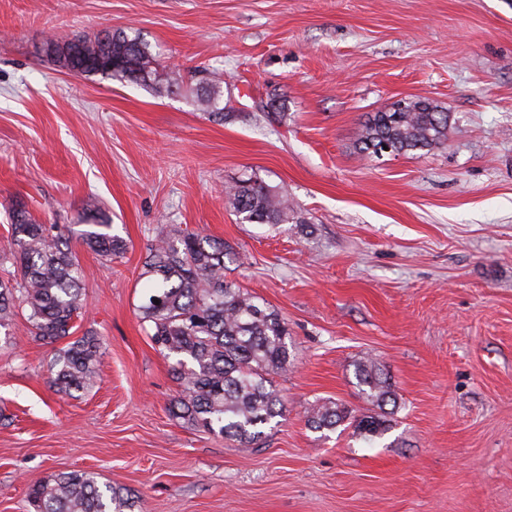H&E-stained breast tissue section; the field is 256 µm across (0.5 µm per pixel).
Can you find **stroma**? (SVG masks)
<instances>
[{
  "instance_id": "35a3bbf8",
  "label": "stroma",
  "mask_w": 512,
  "mask_h": 512,
  "mask_svg": "<svg viewBox=\"0 0 512 512\" xmlns=\"http://www.w3.org/2000/svg\"><path fill=\"white\" fill-rule=\"evenodd\" d=\"M110 28L183 91L43 52ZM202 70L224 79L225 119L188 92ZM405 98L448 112L447 143L362 156V124ZM249 176L293 220L242 221L224 188ZM16 200L71 226L95 201L129 249L78 251L75 334L101 343L89 391L50 387L56 349L23 315L0 328V512H33L29 484L62 471L143 512H512V0H0V247ZM164 226L223 241L227 276L288 323L286 412L258 444L170 412L179 387L138 311ZM367 358L396 404L359 386ZM325 401L390 428L313 429Z\"/></svg>"
}]
</instances>
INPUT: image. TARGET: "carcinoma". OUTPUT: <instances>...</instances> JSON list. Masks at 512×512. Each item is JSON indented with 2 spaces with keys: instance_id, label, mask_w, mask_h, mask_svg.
I'll return each instance as SVG.
<instances>
[{
  "instance_id": "obj_1",
  "label": "carcinoma",
  "mask_w": 512,
  "mask_h": 512,
  "mask_svg": "<svg viewBox=\"0 0 512 512\" xmlns=\"http://www.w3.org/2000/svg\"><path fill=\"white\" fill-rule=\"evenodd\" d=\"M48 52L60 69L101 75L138 84L158 96L170 95L179 83L160 71L155 55L137 35L106 31L93 37L48 40ZM224 81L213 75L198 80L199 101L214 115ZM449 115L425 100L406 112H378L363 125L359 152L374 155L383 140L397 153L429 150L445 142ZM225 196L243 220L256 224L288 221V197L253 177L227 186ZM86 229L39 223L21 202L11 205V244L0 250V266L11 264L12 278L0 282V328L18 311L25 313L29 333L53 345L73 334L82 317L85 296L82 269L72 242L110 262L125 254L127 242L110 233L95 205L84 208ZM147 286L139 306L153 343L172 360L179 392L174 417L186 424L232 439L248 447L261 440L263 427L283 415L284 403L272 376L287 369L291 353L288 326L275 310L224 275V243L199 233L160 232L143 265ZM159 303H154V300ZM357 377L378 407L396 402L387 378L369 359L357 364ZM100 378V343L87 333L59 350L50 366L49 383L57 392H85ZM348 409L330 402L315 405L307 423L333 430L348 419ZM370 437L387 430L378 415L355 425ZM34 512H135L138 498L125 488L101 485L91 472H60L29 487Z\"/></svg>"
}]
</instances>
